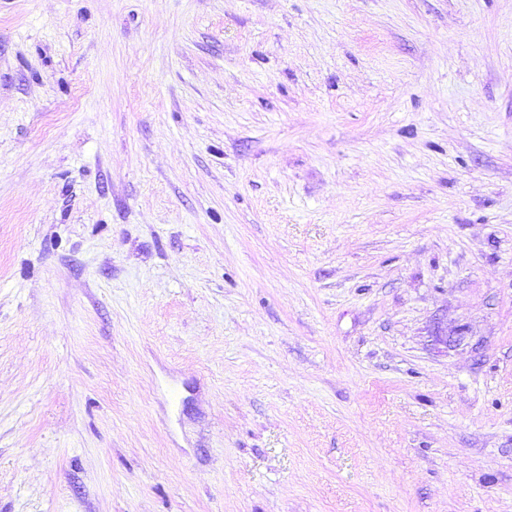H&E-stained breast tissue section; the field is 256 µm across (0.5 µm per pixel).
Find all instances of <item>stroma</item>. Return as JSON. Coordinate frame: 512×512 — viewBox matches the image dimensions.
<instances>
[{
	"mask_svg": "<svg viewBox=\"0 0 512 512\" xmlns=\"http://www.w3.org/2000/svg\"><path fill=\"white\" fill-rule=\"evenodd\" d=\"M0 512H512V0H0Z\"/></svg>",
	"mask_w": 512,
	"mask_h": 512,
	"instance_id": "stroma-1",
	"label": "stroma"
}]
</instances>
